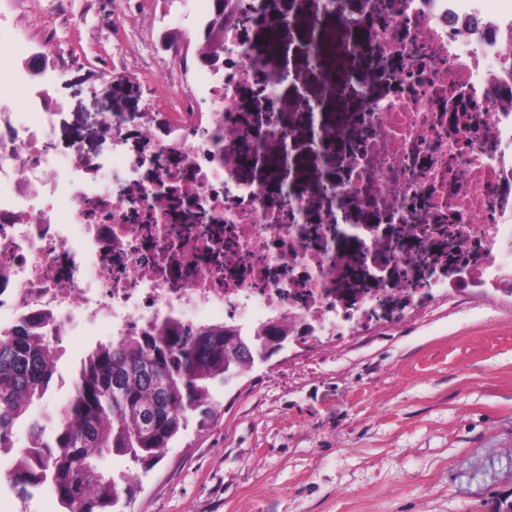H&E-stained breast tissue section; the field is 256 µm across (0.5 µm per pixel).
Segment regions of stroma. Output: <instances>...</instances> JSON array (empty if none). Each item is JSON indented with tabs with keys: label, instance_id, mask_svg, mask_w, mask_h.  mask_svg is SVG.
I'll use <instances>...</instances> for the list:
<instances>
[{
	"label": "stroma",
	"instance_id": "stroma-1",
	"mask_svg": "<svg viewBox=\"0 0 512 512\" xmlns=\"http://www.w3.org/2000/svg\"><path fill=\"white\" fill-rule=\"evenodd\" d=\"M179 7L0 0L23 55L60 70L62 159L110 152L100 97L119 85L144 108L148 74L172 63L164 34L189 49L173 85L194 73L200 27ZM212 401L215 418L142 475L127 512H497L512 500V298L435 294L404 319L287 347Z\"/></svg>",
	"mask_w": 512,
	"mask_h": 512
}]
</instances>
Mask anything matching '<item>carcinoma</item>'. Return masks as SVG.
<instances>
[{
	"label": "carcinoma",
	"mask_w": 512,
	"mask_h": 512,
	"mask_svg": "<svg viewBox=\"0 0 512 512\" xmlns=\"http://www.w3.org/2000/svg\"><path fill=\"white\" fill-rule=\"evenodd\" d=\"M228 0H214L202 24L197 60L224 59V17ZM31 320L0 336V447L32 404L44 399L55 375L57 355ZM288 338V329L269 324L252 339L231 326L154 325L100 342L84 358L65 417L42 434L36 450L24 449L13 474L18 494L50 482L62 512H121L135 497L130 474L150 471L178 435L198 416L213 413L210 392L264 357ZM109 455L129 459L122 474L103 470Z\"/></svg>",
	"instance_id": "obj_1"
}]
</instances>
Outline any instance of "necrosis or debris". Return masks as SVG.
Wrapping results in <instances>:
<instances>
[{
  "label": "necrosis or debris",
  "mask_w": 512,
  "mask_h": 512,
  "mask_svg": "<svg viewBox=\"0 0 512 512\" xmlns=\"http://www.w3.org/2000/svg\"><path fill=\"white\" fill-rule=\"evenodd\" d=\"M331 2L294 43L281 0H244L193 88L151 75L162 121L102 113L111 155L69 163L49 76L0 29V336L37 314L55 348L167 321L306 342L438 291L512 296V10ZM314 50L356 110L282 115Z\"/></svg>",
  "instance_id": "4bbe7bcc"
}]
</instances>
